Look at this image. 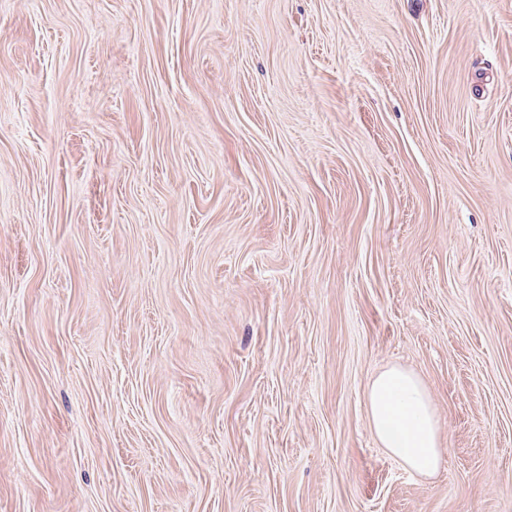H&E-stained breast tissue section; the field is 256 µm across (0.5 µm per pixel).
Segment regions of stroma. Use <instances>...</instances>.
I'll list each match as a JSON object with an SVG mask.
<instances>
[{
  "mask_svg": "<svg viewBox=\"0 0 512 512\" xmlns=\"http://www.w3.org/2000/svg\"><path fill=\"white\" fill-rule=\"evenodd\" d=\"M0 512H512V0H0ZM367 405L384 448L419 475L438 471V422L429 394L413 373L395 368L380 373L370 385Z\"/></svg>",
  "mask_w": 512,
  "mask_h": 512,
  "instance_id": "obj_1",
  "label": "stroma"
}]
</instances>
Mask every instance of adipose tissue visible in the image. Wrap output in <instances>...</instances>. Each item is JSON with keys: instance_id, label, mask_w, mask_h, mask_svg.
Listing matches in <instances>:
<instances>
[{"instance_id": "ef3b65f1", "label": "adipose tissue", "mask_w": 512, "mask_h": 512, "mask_svg": "<svg viewBox=\"0 0 512 512\" xmlns=\"http://www.w3.org/2000/svg\"><path fill=\"white\" fill-rule=\"evenodd\" d=\"M367 405L384 448L419 475L438 471V422L429 394L413 373L395 368L380 373L370 385Z\"/></svg>"}]
</instances>
